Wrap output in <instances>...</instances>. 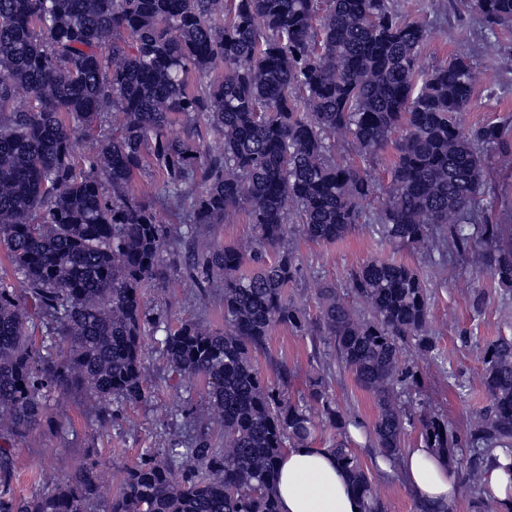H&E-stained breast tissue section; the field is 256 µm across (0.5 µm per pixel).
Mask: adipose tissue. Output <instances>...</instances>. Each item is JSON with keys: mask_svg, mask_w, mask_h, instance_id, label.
Wrapping results in <instances>:
<instances>
[{"mask_svg": "<svg viewBox=\"0 0 512 512\" xmlns=\"http://www.w3.org/2000/svg\"><path fill=\"white\" fill-rule=\"evenodd\" d=\"M494 463L482 474L498 512H512V450L498 448ZM398 468L416 499L432 507L454 497V478L445 459L424 445L407 449ZM280 512H354L360 501L353 493L345 470L333 453L309 444L287 449L280 461L276 485Z\"/></svg>", "mask_w": 512, "mask_h": 512, "instance_id": "1", "label": "adipose tissue"}]
</instances>
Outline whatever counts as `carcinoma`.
I'll return each mask as SVG.
<instances>
[{
	"label": "carcinoma",
	"instance_id": "carcinoma-1",
	"mask_svg": "<svg viewBox=\"0 0 512 512\" xmlns=\"http://www.w3.org/2000/svg\"><path fill=\"white\" fill-rule=\"evenodd\" d=\"M458 5L492 33L512 26V0ZM429 37L392 0H0V248L20 284L0 279V512H94L101 500L107 512H280L276 460L320 423L336 430L328 448L362 512L387 505L353 428L393 462L410 428L448 460L467 449L460 475L492 501L481 477L493 449L512 448V339L487 346L490 404L461 438L429 411L412 421L401 404L418 381L403 347L436 350L415 268L372 259L352 272L365 315L321 285L312 326L286 292L302 274L291 223L315 243L367 224L412 252L461 255L512 291L507 227L481 204L484 148L511 163L512 130L461 124L473 63L456 54L421 69ZM485 44L493 77L512 70V50ZM106 125L104 144L75 163ZM339 135L364 162L393 150L385 192L336 152ZM151 197L188 213L185 234L156 222ZM240 212L252 240L205 244L206 228ZM170 269L193 288L224 289V329L172 331L150 314L145 292L163 290ZM35 316L47 345L29 332ZM278 326L328 345L338 372L374 399L375 418L341 411L330 367L295 399L265 383L253 353ZM160 331L172 370L205 381L196 434L126 468L113 493L106 470L79 460L54 489L16 497L15 445L40 429L48 402L64 423L72 390L145 400V340Z\"/></svg>",
	"mask_w": 512,
	"mask_h": 512
}]
</instances>
